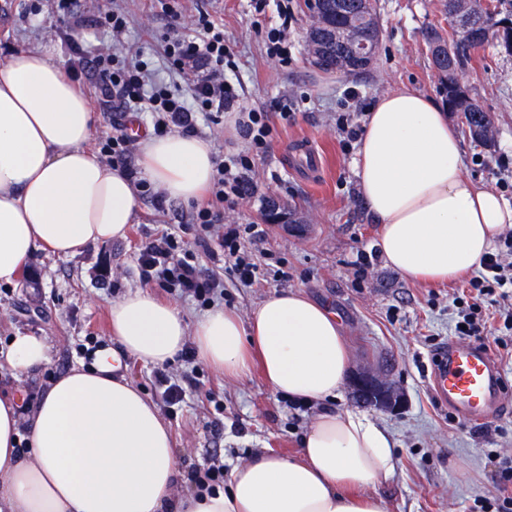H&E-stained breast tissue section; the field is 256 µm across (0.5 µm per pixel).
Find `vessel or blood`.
<instances>
[{"mask_svg": "<svg viewBox=\"0 0 512 512\" xmlns=\"http://www.w3.org/2000/svg\"><path fill=\"white\" fill-rule=\"evenodd\" d=\"M432 365L431 392L456 416L480 423L501 410L503 375L483 344L448 342L435 353Z\"/></svg>", "mask_w": 512, "mask_h": 512, "instance_id": "obj_1", "label": "vessel or blood"}]
</instances>
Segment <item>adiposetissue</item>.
<instances>
[{"mask_svg":"<svg viewBox=\"0 0 512 512\" xmlns=\"http://www.w3.org/2000/svg\"><path fill=\"white\" fill-rule=\"evenodd\" d=\"M95 112L51 46L0 64V282L14 283L40 248L67 259L125 238L139 208L133 179L89 149ZM143 176L164 198L190 202L214 158L177 131L140 140ZM380 226L386 264L423 283L479 269L512 206L465 173L460 138L431 99L401 87L380 96L354 160ZM110 342L86 352L22 412L0 395V512H387L373 485L397 467L392 435L359 411L319 413L299 455L272 451L235 464L224 486L180 494L171 425L125 376L126 356L163 366L186 342L226 380L260 372L299 401L337 397L350 350L336 314L305 294L267 296L248 319L212 306L196 321L138 287L109 306ZM48 337L16 332L0 372L37 374Z\"/></svg>","mask_w":512,"mask_h":512,"instance_id":"1","label":"adipose tissue"}]
</instances>
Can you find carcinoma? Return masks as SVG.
I'll list each match as a JSON object with an SVG mask.
<instances>
[{"mask_svg":"<svg viewBox=\"0 0 512 512\" xmlns=\"http://www.w3.org/2000/svg\"><path fill=\"white\" fill-rule=\"evenodd\" d=\"M448 22L455 34L452 43L438 32L428 35L431 62L448 111L463 118L468 134L482 142L493 139L494 124L488 112L461 84L459 73L475 51L487 45L512 53V0H445ZM380 27L368 0H323L313 8L306 33L309 53L331 70L361 74L373 57L357 56L362 41L379 40Z\"/></svg>","mask_w":512,"mask_h":512,"instance_id":"cac0c4a2","label":"carcinoma"}]
</instances>
